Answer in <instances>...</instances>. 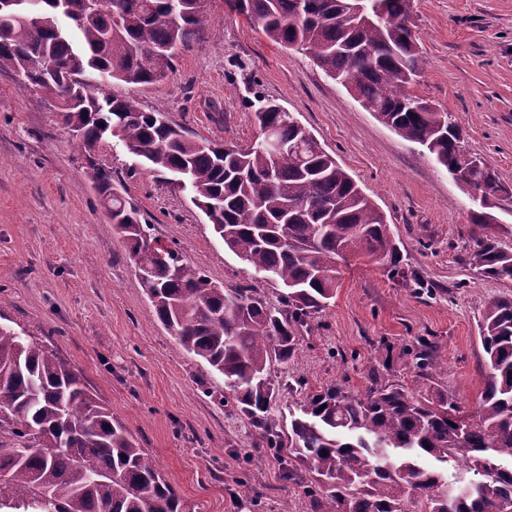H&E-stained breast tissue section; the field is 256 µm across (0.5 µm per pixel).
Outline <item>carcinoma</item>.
<instances>
[{"label":"carcinoma","instance_id":"1","mask_svg":"<svg viewBox=\"0 0 512 512\" xmlns=\"http://www.w3.org/2000/svg\"><path fill=\"white\" fill-rule=\"evenodd\" d=\"M276 44L308 53L406 141L434 156L455 180L505 194L481 157L458 151V123L412 93L420 58L413 0H227ZM41 0L33 28L15 6L0 36V71L24 78L61 103L64 124L112 207L120 235L156 317L181 349L224 379L233 407L306 487L311 512H502L512 505V297L485 307L479 324L487 377L476 413L448 396L417 394L379 372L365 393L332 384L290 414L288 436L269 415L276 394L272 361L292 357L310 315L336 295L339 262L368 255L400 271L384 215L336 158L281 105L255 118L260 135L244 147L197 141L159 110L99 98L88 71L127 84L155 83L202 23L191 0H112L82 26L63 25L64 5ZM49 59L52 68L39 65ZM151 168L181 180L224 247L282 289L270 307L253 288L226 291L183 262L159 259L150 225L98 162L108 134ZM468 264L512 282V248L473 238ZM420 376L439 374L428 344L414 355ZM463 461L448 475L446 465ZM0 512H187L173 486L136 447L125 426L87 390L81 373L52 344L0 326Z\"/></svg>","mask_w":512,"mask_h":512}]
</instances>
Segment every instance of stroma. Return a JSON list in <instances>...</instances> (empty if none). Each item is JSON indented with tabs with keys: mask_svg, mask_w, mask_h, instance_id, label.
<instances>
[{
	"mask_svg": "<svg viewBox=\"0 0 512 512\" xmlns=\"http://www.w3.org/2000/svg\"><path fill=\"white\" fill-rule=\"evenodd\" d=\"M421 55L414 94L451 113L465 147L512 186V0H414ZM93 89L162 110L198 139L243 146L257 134L260 101L281 104L383 212L400 274L365 257L341 266L340 286L312 314L288 362L272 363L270 415L287 427L307 395L337 383L356 392L387 370L410 390L437 389L474 411L484 389L479 323L512 282L467 264L475 234L512 247V202L470 223L479 202L419 147L405 141L304 52L268 39L223 0L153 84ZM163 245L224 288H253L271 306L280 291L225 248L189 192L139 166L121 141L100 154ZM85 157L51 100L0 72V326L52 340L98 401L187 502L191 512H311L299 485L224 406V380L183 352L159 322L122 240L108 230ZM428 342L444 369L420 378Z\"/></svg>",
	"mask_w": 512,
	"mask_h": 512,
	"instance_id": "1",
	"label": "stroma"
}]
</instances>
